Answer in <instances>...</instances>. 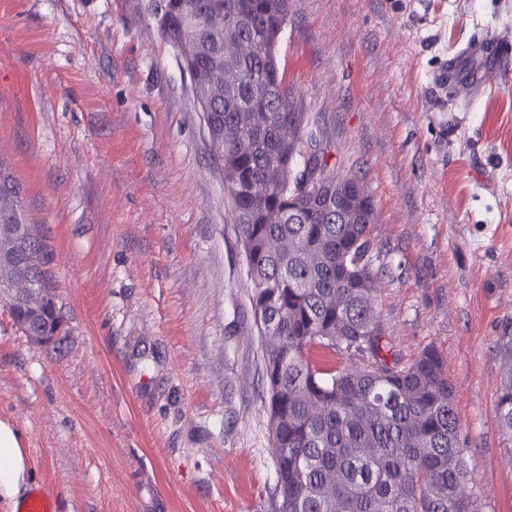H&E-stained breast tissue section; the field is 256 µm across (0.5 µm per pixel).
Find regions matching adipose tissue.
<instances>
[{"mask_svg": "<svg viewBox=\"0 0 512 512\" xmlns=\"http://www.w3.org/2000/svg\"><path fill=\"white\" fill-rule=\"evenodd\" d=\"M34 482L35 470L22 446L21 432L0 421V507L16 512L20 495Z\"/></svg>", "mask_w": 512, "mask_h": 512, "instance_id": "adipose-tissue-1", "label": "adipose tissue"}]
</instances>
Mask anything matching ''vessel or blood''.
Listing matches in <instances>:
<instances>
[{"mask_svg":"<svg viewBox=\"0 0 512 512\" xmlns=\"http://www.w3.org/2000/svg\"><path fill=\"white\" fill-rule=\"evenodd\" d=\"M476 57L486 61V69L478 77L466 76L463 62ZM509 76H512V39L490 33L472 39L460 53L449 57L443 81L459 99L466 100L482 83Z\"/></svg>","mask_w":512,"mask_h":512,"instance_id":"obj_1","label":"vessel or blood"}]
</instances>
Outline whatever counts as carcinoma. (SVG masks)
<instances>
[{"mask_svg":"<svg viewBox=\"0 0 512 512\" xmlns=\"http://www.w3.org/2000/svg\"><path fill=\"white\" fill-rule=\"evenodd\" d=\"M290 0H163L155 12L210 113L232 216L250 259L252 306L275 323L265 344L266 412L278 460L277 512H475L469 460L442 356L425 347L402 363L375 310L374 201L360 182L330 173L281 68ZM251 44L224 58V37ZM264 108L240 124L256 95ZM327 174L321 193L287 175L306 165ZM0 226L26 222L20 186L0 160ZM348 187L353 209L329 192ZM31 267L47 317L25 334L54 336L61 324L47 245ZM314 349L343 357L332 365ZM502 378L495 415L512 439V323L497 339Z\"/></svg>","mask_w":512,"mask_h":512,"instance_id":"1","label":"carcinoma"}]
</instances>
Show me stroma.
I'll list each match as a JSON object with an SVG mask.
<instances>
[{
    "mask_svg": "<svg viewBox=\"0 0 512 512\" xmlns=\"http://www.w3.org/2000/svg\"><path fill=\"white\" fill-rule=\"evenodd\" d=\"M160 0H0V157L43 236L63 324L0 309V420L51 512H274L240 234ZM512 0H291L280 52L337 176L372 196L378 313L443 356L477 512H512L494 409L512 322V79L440 76Z\"/></svg>",
    "mask_w": 512,
    "mask_h": 512,
    "instance_id": "35a3bbf8",
    "label": "stroma"
}]
</instances>
